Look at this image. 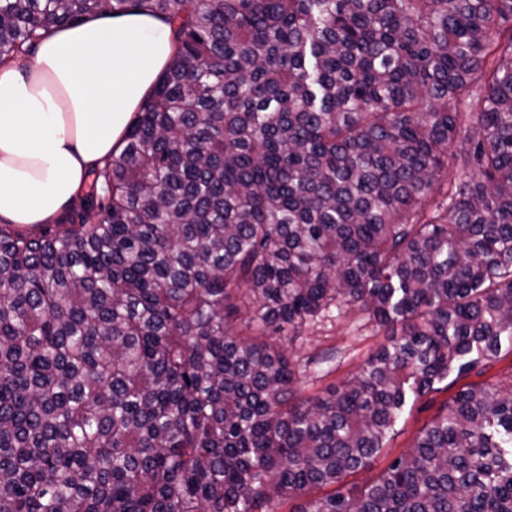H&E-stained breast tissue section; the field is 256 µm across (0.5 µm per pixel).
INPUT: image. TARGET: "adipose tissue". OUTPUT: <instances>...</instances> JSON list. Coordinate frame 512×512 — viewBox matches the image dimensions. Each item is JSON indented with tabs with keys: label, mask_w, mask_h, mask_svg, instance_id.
<instances>
[{
	"label": "adipose tissue",
	"mask_w": 512,
	"mask_h": 512,
	"mask_svg": "<svg viewBox=\"0 0 512 512\" xmlns=\"http://www.w3.org/2000/svg\"><path fill=\"white\" fill-rule=\"evenodd\" d=\"M172 52L166 22L130 12L53 29L24 67L0 64V220L43 224L74 202Z\"/></svg>",
	"instance_id": "adipose-tissue-1"
}]
</instances>
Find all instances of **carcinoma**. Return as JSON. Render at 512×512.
<instances>
[{
  "mask_svg": "<svg viewBox=\"0 0 512 512\" xmlns=\"http://www.w3.org/2000/svg\"><path fill=\"white\" fill-rule=\"evenodd\" d=\"M147 12L175 49L77 224H0V512H512V0H0V64ZM401 331L323 395L288 350ZM251 314L248 330L235 327ZM476 372L477 370L458 379H455V375L450 376L448 381L438 385L441 389L429 393L411 409H407L398 420L387 447L382 450L372 467L349 475L345 483L362 486L366 480L376 478L394 458L413 447L422 428L432 418L440 414L446 403L450 402L466 384L488 381L502 390L510 389L512 385V354L502 352L498 360L484 369L483 374L478 375Z\"/></svg>",
  "mask_w": 512,
  "mask_h": 512,
  "instance_id": "obj_1",
  "label": "carcinoma"
}]
</instances>
